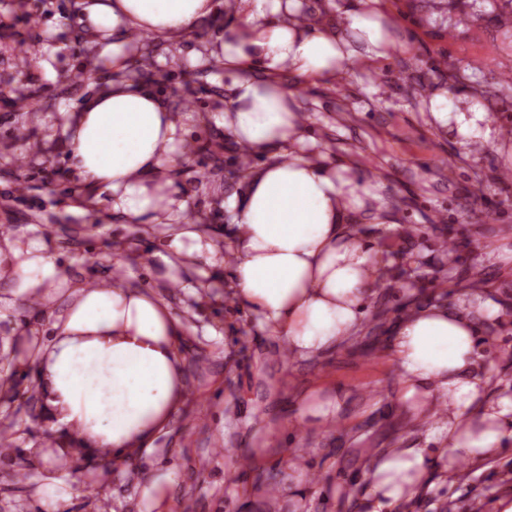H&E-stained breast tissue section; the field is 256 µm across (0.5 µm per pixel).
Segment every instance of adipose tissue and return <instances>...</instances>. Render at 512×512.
Listing matches in <instances>:
<instances>
[{
  "label": "adipose tissue",
  "mask_w": 512,
  "mask_h": 512,
  "mask_svg": "<svg viewBox=\"0 0 512 512\" xmlns=\"http://www.w3.org/2000/svg\"><path fill=\"white\" fill-rule=\"evenodd\" d=\"M224 30V69L232 82L224 126L252 152L273 160L248 173L237 212L231 272L236 301L261 314L288 352L316 355L349 339L378 280L351 223L373 196L346 167L308 156L296 99L279 73L318 81L344 65L384 57L387 40L374 11L347 12L343 28L315 31L300 22L302 0H234ZM84 23L100 30L101 56L122 71L132 33L178 42L216 11L214 0H82ZM260 66L262 77L249 76ZM430 111L467 139L488 138L486 114L469 100L435 94ZM185 125L149 84L119 78L89 96L62 128L70 167L108 192L113 212L131 224H167L185 201L159 205ZM15 297L39 299L67 284L50 336L41 342L46 419L66 441L104 453L113 468L141 453L182 404L181 324L164 298L116 281L73 285L35 241L0 246V276ZM392 354L399 399L413 421L438 402L453 405L437 457L486 458L512 443V398L488 399L480 375L477 326L460 309L430 307L402 319ZM426 449L383 448L371 460L377 508L413 497L432 470Z\"/></svg>",
  "instance_id": "adipose-tissue-1"
}]
</instances>
